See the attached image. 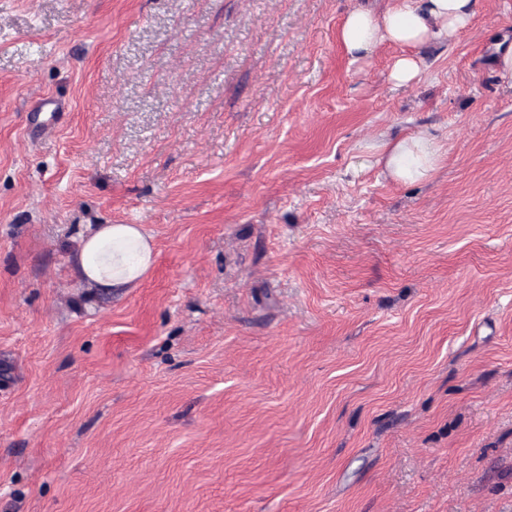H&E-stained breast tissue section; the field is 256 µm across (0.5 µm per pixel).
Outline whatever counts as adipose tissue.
Listing matches in <instances>:
<instances>
[{
    "label": "adipose tissue",
    "instance_id": "ef3b65f1",
    "mask_svg": "<svg viewBox=\"0 0 512 512\" xmlns=\"http://www.w3.org/2000/svg\"><path fill=\"white\" fill-rule=\"evenodd\" d=\"M480 0H386L379 9L349 11L337 39L352 59L368 58L381 44L403 47L390 70L394 85L406 86L421 72L418 47L445 44L473 22ZM377 149L386 172L403 183L432 177L442 159L438 139L429 133L381 140ZM156 262L150 235L139 224H97L82 238L74 265L79 281L112 297L139 287Z\"/></svg>",
    "mask_w": 512,
    "mask_h": 512
}]
</instances>
